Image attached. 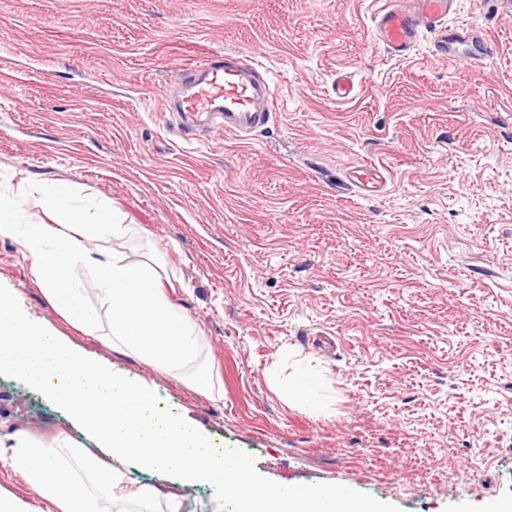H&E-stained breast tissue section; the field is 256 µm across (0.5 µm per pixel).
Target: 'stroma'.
I'll list each match as a JSON object with an SVG mask.
<instances>
[{
    "label": "stroma",
    "instance_id": "35a3bbf8",
    "mask_svg": "<svg viewBox=\"0 0 512 512\" xmlns=\"http://www.w3.org/2000/svg\"><path fill=\"white\" fill-rule=\"evenodd\" d=\"M384 0H0V186L69 184L134 231L88 239L154 262L202 331L213 383L70 326L0 238V288L49 331L145 381L274 491L375 512L512 502V8L458 0L497 57L475 68L373 43ZM241 51L271 81L239 137L178 129L175 61ZM349 76L353 98L332 83ZM387 165L361 196L345 172ZM308 385L313 401L299 397ZM0 432L74 438L68 412L0 371Z\"/></svg>",
    "mask_w": 512,
    "mask_h": 512
}]
</instances>
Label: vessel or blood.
Returning <instances> with one entry per match:
<instances>
[{
	"instance_id": "vessel-or-blood-1",
	"label": "vessel or blood",
	"mask_w": 512,
	"mask_h": 512,
	"mask_svg": "<svg viewBox=\"0 0 512 512\" xmlns=\"http://www.w3.org/2000/svg\"><path fill=\"white\" fill-rule=\"evenodd\" d=\"M455 5L456 0H387L375 17L376 37L389 55L407 58L427 34L433 55L480 66L496 54L498 45L482 27L449 26ZM174 67L190 78L180 115L204 114L215 118L216 129L240 135L267 124L276 110L273 90L248 55L213 54L202 65L178 61ZM348 174L367 197L381 194L388 185V168L381 163L357 164Z\"/></svg>"
}]
</instances>
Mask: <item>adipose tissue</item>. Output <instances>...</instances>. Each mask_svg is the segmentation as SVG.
Returning a JSON list of instances; mask_svg holds the SVG:
<instances>
[{
	"instance_id": "adipose-tissue-1",
	"label": "adipose tissue",
	"mask_w": 512,
	"mask_h": 512,
	"mask_svg": "<svg viewBox=\"0 0 512 512\" xmlns=\"http://www.w3.org/2000/svg\"><path fill=\"white\" fill-rule=\"evenodd\" d=\"M43 388L63 405L95 448L81 449L89 465L78 471L60 454L59 440L0 434V461L20 470L44 512H182L177 494L140 483L167 464L181 486L215 485L236 497L240 512H361L344 495L266 493L247 479L244 462L228 465L209 437L189 420L158 412L150 387L113 372L25 316L15 295L0 288V370Z\"/></svg>"
}]
</instances>
